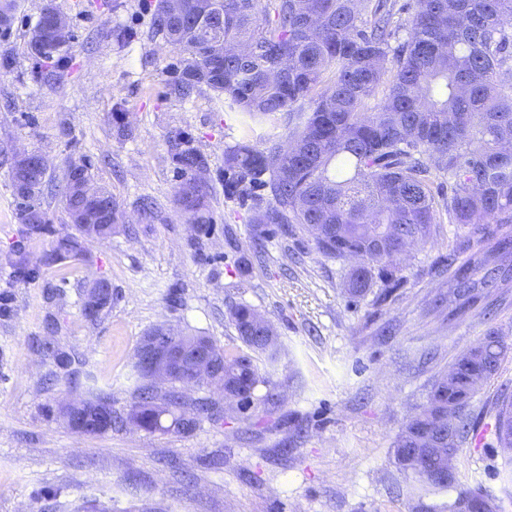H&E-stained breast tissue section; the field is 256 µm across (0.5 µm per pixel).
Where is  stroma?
<instances>
[{
	"label": "stroma",
	"mask_w": 512,
	"mask_h": 512,
	"mask_svg": "<svg viewBox=\"0 0 512 512\" xmlns=\"http://www.w3.org/2000/svg\"><path fill=\"white\" fill-rule=\"evenodd\" d=\"M153 2L57 0L74 34L58 84L33 80L25 38L44 0H22L12 36L0 42L14 60L0 69V292L15 310L0 319V512H86L92 499L107 512H449L461 491L478 487L512 512V457L494 435L496 403L512 401V356L471 402L478 425L448 488L423 486L394 462L397 433L450 363L490 326L512 344L511 302L491 322L483 314L492 297L456 308L441 259L464 226L437 225L402 256L399 287L377 281L354 300L345 291L354 260L324 257L307 231L274 232L254 250L252 199L224 196L236 117L206 88L186 100L170 95L180 55L155 32ZM116 30L125 42L113 39ZM175 128L208 158L214 227L206 236L175 203L167 146ZM23 148L49 160L42 205L54 231L70 229L57 188L73 161H90L92 180L121 211L120 230L87 245L86 259L40 268L29 281L14 279L7 262L19 229L8 171ZM99 277L116 299L92 322L79 297ZM238 304L277 330L276 360L256 364L279 402L246 410L220 402L222 418L190 435H81L52 415L73 390L45 385L54 365L37 345L46 336L123 411L135 400V350L148 329L168 322L234 345L229 309ZM44 488L56 500H41Z\"/></svg>",
	"instance_id": "stroma-1"
}]
</instances>
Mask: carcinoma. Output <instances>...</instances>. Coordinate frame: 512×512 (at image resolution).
I'll use <instances>...</instances> for the list:
<instances>
[{
	"label": "carcinoma",
	"mask_w": 512,
	"mask_h": 512,
	"mask_svg": "<svg viewBox=\"0 0 512 512\" xmlns=\"http://www.w3.org/2000/svg\"><path fill=\"white\" fill-rule=\"evenodd\" d=\"M156 0L153 27L181 54L180 77L171 94L186 98L202 86L239 116V135L224 146V196L267 192L254 208L256 236L266 226L298 224L315 250L329 258L363 260L347 285L363 296L377 277L400 285L397 258L413 242L433 237L437 217L467 233L448 252V270L481 269L483 287L503 294L512 277L491 263L494 242L512 254V0ZM19 0H0V38L12 35ZM43 6L27 31L35 76L60 80L66 47ZM224 54V66L214 64ZM179 178L176 202L194 213L196 232L211 227L212 186L207 157L189 135L167 137ZM9 177L19 243L8 257L13 276L28 280L44 266L85 255L86 244L112 237L119 204L95 185L84 163L69 165L61 202L75 232L56 235L51 248L32 260L24 241L51 232L41 198L47 170L17 159ZM448 181V196L434 188ZM238 338L250 350L209 340L224 366L225 385L236 389L240 409L269 384L251 354L274 358L278 345L254 343L251 327L273 323L240 305L229 312ZM42 350L68 368L69 355L47 337ZM512 352L494 327L477 346L458 356L433 384L427 407L411 416L394 441L398 465L434 488L427 471L448 466V455L477 427L469 413L479 386L494 378ZM135 402L126 412L112 398L91 390L81 407L55 414L72 430L103 434L128 427L136 417L146 431L193 433L217 412L206 397L192 398L193 385L159 389L134 364ZM445 400L452 423L431 418L429 405ZM495 434L512 449V401L496 406ZM451 512H497L494 495L480 488L459 493Z\"/></svg>",
	"instance_id": "carcinoma-1"
}]
</instances>
